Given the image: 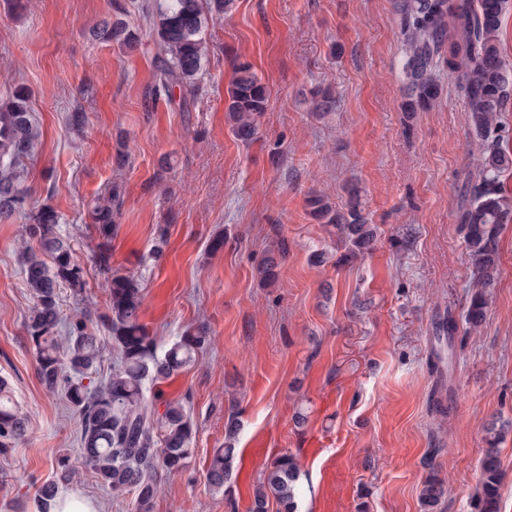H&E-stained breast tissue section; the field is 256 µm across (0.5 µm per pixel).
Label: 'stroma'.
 I'll use <instances>...</instances> for the list:
<instances>
[{"label":"stroma","mask_w":512,"mask_h":512,"mask_svg":"<svg viewBox=\"0 0 512 512\" xmlns=\"http://www.w3.org/2000/svg\"><path fill=\"white\" fill-rule=\"evenodd\" d=\"M394 3L235 0L208 30L207 72L183 112L148 94L158 47L132 0H31L19 13L0 0V97L26 87L41 133L26 183L79 242L85 287L61 286L64 314L107 309L88 210L115 185L123 203L111 267L138 278L141 322L163 350L191 324L211 336L192 366L146 391L159 412L182 401L196 426L190 464L163 479L154 512H249L266 467L284 453L301 463L297 512H423L432 471L448 486L440 512H473L483 427L512 419V224L499 237L480 333L438 341L440 317L461 316L472 292L459 216L480 142L451 80L430 111H404ZM121 6L141 32L133 51L88 36ZM241 61L269 90L247 144L224 112ZM318 88L335 95V111L310 110ZM72 112L86 113L81 130L68 125ZM350 180L378 239L343 262L335 229L307 215L306 199L322 191L344 206ZM25 224L21 215L0 222V377L31 427L0 453V512H35L62 454L73 468L67 491L99 512H131L84 467L69 409L39 381L24 330L33 304L18 253ZM217 235L224 249L209 253ZM281 240L278 281L262 285L256 268ZM439 355L443 415L430 402ZM233 411L239 458L227 496L209 487L206 465Z\"/></svg>","instance_id":"obj_1"}]
</instances>
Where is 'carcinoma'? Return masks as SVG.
<instances>
[{
	"label": "carcinoma",
	"instance_id": "carcinoma-1",
	"mask_svg": "<svg viewBox=\"0 0 512 512\" xmlns=\"http://www.w3.org/2000/svg\"><path fill=\"white\" fill-rule=\"evenodd\" d=\"M234 5L235 0H141L137 4L158 46L154 96L188 109V96L206 72L209 24L231 13ZM507 9L509 0H397L406 80L404 110L432 108L441 93L438 75L445 72L463 93L469 125L482 145L479 179L471 187V203L460 220L477 282L464 313L469 333L479 332L486 321L489 288L500 263L499 235L512 223V201L499 186L500 174L512 168V156L498 146L499 115L512 98V70L499 48ZM92 35L123 50L136 48L141 39L139 28L122 13L103 22ZM29 99V92L20 87L0 101V222L21 214L29 220L20 256L24 285L34 300L24 326L37 374L47 392L66 400L78 426L85 468L112 497H131L133 512H153L162 477L186 470L196 429L180 401L166 403L161 416L154 417L146 401V383L185 370L209 344L210 336L203 325L189 326L158 353L155 337L140 323L143 293L138 278L110 267L109 242L121 207L115 186L97 198L89 211L100 238L98 264L107 274V312L96 321L82 310L63 317L60 286L82 291L84 270L74 237L61 229L58 211L46 201L31 203L23 162L33 154L40 133ZM268 100L267 87L252 65L239 63L225 98L226 119L237 140L248 143L255 138ZM343 190L347 202L342 208L319 192L308 196L307 206L314 220L337 230L345 249L341 259L352 261L373 248L376 228L364 213L358 185L351 182ZM287 254L283 241L267 252L257 266L261 282L269 286L277 282L278 267ZM93 325L108 333L116 352L112 372L101 381L94 378L101 348ZM238 432V414L233 413L224 424V446L214 449L206 473L208 485L226 495L231 493ZM28 433V420L8 381L1 377L0 452ZM504 435L505 427L494 421L485 429L474 512H499L503 479L499 444ZM299 476L295 455L278 456L257 486L249 512H269L272 501L278 512H296ZM71 477L68 457L59 456L56 480L39 492L38 512H52L59 486ZM444 495V482L430 474L421 490L425 512L436 509Z\"/></svg>",
	"mask_w": 512,
	"mask_h": 512
}]
</instances>
